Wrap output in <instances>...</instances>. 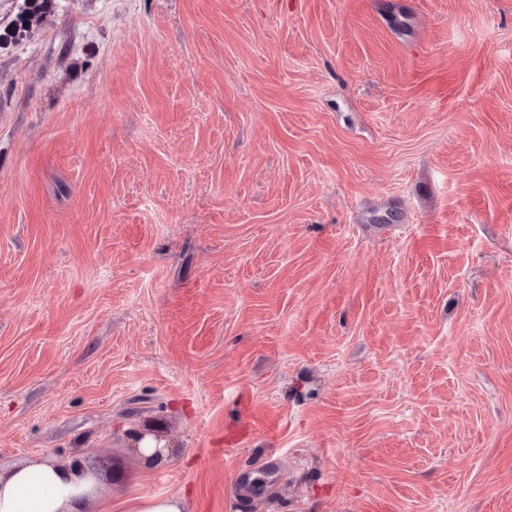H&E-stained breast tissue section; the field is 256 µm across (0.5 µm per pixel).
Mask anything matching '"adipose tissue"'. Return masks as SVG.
<instances>
[{"label":"adipose tissue","mask_w":512,"mask_h":512,"mask_svg":"<svg viewBox=\"0 0 512 512\" xmlns=\"http://www.w3.org/2000/svg\"><path fill=\"white\" fill-rule=\"evenodd\" d=\"M97 478L73 463H34L0 472V512H83Z\"/></svg>","instance_id":"adipose-tissue-1"}]
</instances>
